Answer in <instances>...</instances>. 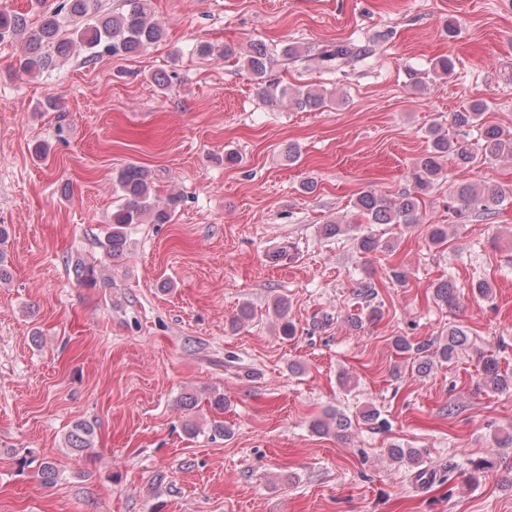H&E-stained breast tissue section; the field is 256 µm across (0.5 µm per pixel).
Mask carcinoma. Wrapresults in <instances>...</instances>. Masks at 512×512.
<instances>
[{"label": "carcinoma", "instance_id": "1", "mask_svg": "<svg viewBox=\"0 0 512 512\" xmlns=\"http://www.w3.org/2000/svg\"><path fill=\"white\" fill-rule=\"evenodd\" d=\"M24 18L14 12L0 8V41L22 31ZM165 38V29L151 14L150 0H123L119 11L106 13L102 0H57V4L46 12L39 30L31 36L30 47L17 59L19 70L30 76H39L56 69L60 58H67L74 49L85 53L83 63H93L107 55L132 57ZM370 53L347 45H326L316 50L318 65L330 74L342 72L350 65L366 61ZM242 66L260 81L263 98L276 104L286 98L295 108L303 111H319L328 107L329 100L321 90L304 85L293 90L276 82L265 80L271 53L263 43L251 45L241 58ZM488 108L483 100H476L459 112L449 115L448 125L454 132L437 127L429 131L428 148L414 164L410 172L411 187L395 200L387 199L373 191H364L354 202L356 215L369 224H418L420 199L442 174L445 164L468 169L478 161H495L502 157L512 158V132L498 126H488L478 151H473L462 132L480 121ZM122 192L121 203L112 211L111 223L100 247L110 256L123 253L127 241V229L133 224H166L178 207L180 197L171 194L164 204L157 202L153 193V180L148 169L130 165L118 178ZM507 199L506 192L497 185L485 181L457 183L449 193L448 210L455 213L458 223L465 224L473 218H494ZM65 265L70 275L80 285L94 286L101 276L97 265L81 254H68ZM437 300L451 307L457 294L447 281L434 286ZM357 299L372 315L379 308L373 305L378 296L375 284L364 280L358 283ZM274 313L281 320L280 331L284 336L295 333L294 325L286 320L287 303L279 298L274 302ZM468 342V334L457 325L448 327L445 338L426 340L412 344L406 337L393 340L396 351L410 355V370L421 374L433 364V360L449 364L454 362ZM483 382L493 392H505L512 388V373L500 370L494 359L482 366ZM332 422L318 420L313 429L329 432L331 428L345 430L350 419L342 413L331 414ZM95 427L86 421L75 422L66 434V447L82 453L94 447ZM388 455L397 463L415 465L421 458L418 448L392 445ZM38 476L45 485H51L60 476L55 461L44 459L38 467Z\"/></svg>", "mask_w": 512, "mask_h": 512}]
</instances>
